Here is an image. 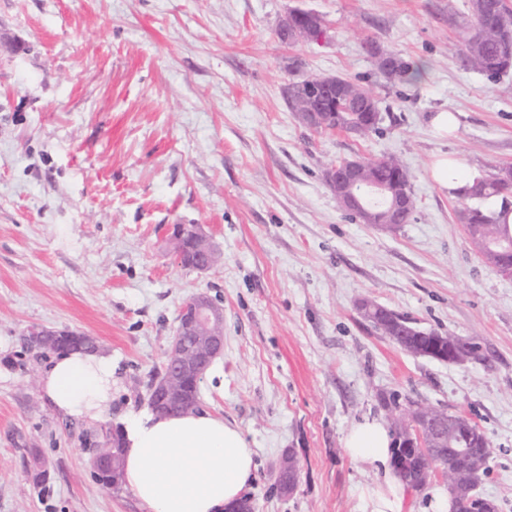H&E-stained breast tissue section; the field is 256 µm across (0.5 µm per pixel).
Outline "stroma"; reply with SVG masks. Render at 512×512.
Instances as JSON below:
<instances>
[{"mask_svg": "<svg viewBox=\"0 0 512 512\" xmlns=\"http://www.w3.org/2000/svg\"><path fill=\"white\" fill-rule=\"evenodd\" d=\"M295 9L326 25L283 43ZM468 0H0V512H145L96 479L92 455L116 415L147 406L184 302L224 307V353L200 406L254 453L256 512H371L375 477L344 451L363 417L399 396L459 412L490 438L479 489L512 512V277L479 255L459 219L468 202L431 176L438 155L462 178L512 165V74L461 63ZM422 67L410 84L377 73L366 42ZM335 75L370 87L383 120L364 137L304 128L289 81ZM452 113L437 135L431 119ZM396 157L416 209L386 231L350 220L324 172ZM200 225L224 257L177 263L171 231ZM370 300L482 360L413 355L357 309ZM33 327L78 330L111 355L110 416L65 419L40 398ZM292 496L274 488L285 452Z\"/></svg>", "mask_w": 512, "mask_h": 512, "instance_id": "1", "label": "stroma"}]
</instances>
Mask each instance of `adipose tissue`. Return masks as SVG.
<instances>
[{
	"instance_id": "ef3b65f1",
	"label": "adipose tissue",
	"mask_w": 512,
	"mask_h": 512,
	"mask_svg": "<svg viewBox=\"0 0 512 512\" xmlns=\"http://www.w3.org/2000/svg\"><path fill=\"white\" fill-rule=\"evenodd\" d=\"M112 360L84 351L56 354L40 373L42 397L60 415L98 423L112 404ZM125 482L148 512H223L253 481V452L241 430L206 412L134 413L124 427ZM393 435L363 418L344 448L375 474L373 512H403L407 488L392 466Z\"/></svg>"
}]
</instances>
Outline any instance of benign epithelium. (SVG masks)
Segmentation results:
<instances>
[{
  "instance_id": "benign-epithelium-1",
  "label": "benign epithelium",
  "mask_w": 512,
  "mask_h": 512,
  "mask_svg": "<svg viewBox=\"0 0 512 512\" xmlns=\"http://www.w3.org/2000/svg\"><path fill=\"white\" fill-rule=\"evenodd\" d=\"M499 0H478L475 14L478 29L487 34L486 20L495 14ZM323 18L314 12L298 10L284 20L282 41L313 42L324 32ZM379 74L390 78L396 69L395 56L379 46L368 47ZM291 99L293 112L300 123L310 130L326 128L328 107L351 101L345 82L337 76L311 75L301 81H291L285 88ZM325 180L336 196L339 206L358 215L363 224H374L393 230L405 223L408 196L406 187L399 181H382L366 173V159L354 157L327 169ZM175 255L182 266L198 271L214 268L218 251L197 224H177L174 227ZM174 338L165 353V373L153 393V408L164 411L173 407L190 410L195 404L183 400V380L187 377L200 382L216 358L224 353V309L208 294L189 298L182 306ZM55 330L32 328L28 342L33 348L51 346ZM422 335L415 323L408 321L395 328L389 339L408 352L438 361L450 362L460 357L463 344L434 340L426 350L416 348L415 337ZM395 433L398 445L425 452L423 463L415 474L414 486L427 485L439 472L456 478V491L464 495L470 492L460 479V458H469V465L479 467L480 458L471 455L468 445L475 431L463 423L457 415L435 412L423 405H415L409 411L395 417ZM434 448L448 449V455L429 454Z\"/></svg>"
}]
</instances>
